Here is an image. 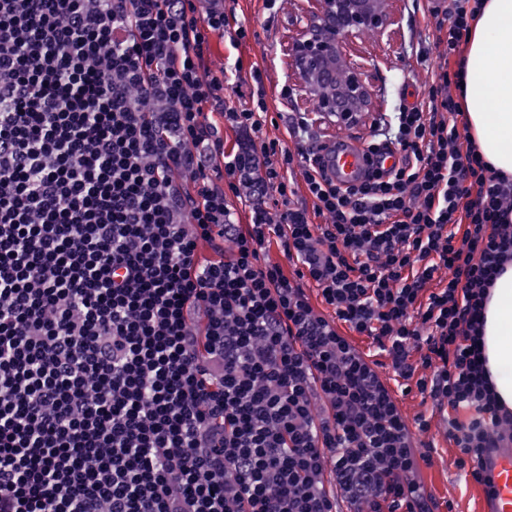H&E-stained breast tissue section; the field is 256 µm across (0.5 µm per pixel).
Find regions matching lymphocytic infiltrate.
I'll use <instances>...</instances> for the list:
<instances>
[{
	"instance_id": "obj_1",
	"label": "lymphocytic infiltrate",
	"mask_w": 512,
	"mask_h": 512,
	"mask_svg": "<svg viewBox=\"0 0 512 512\" xmlns=\"http://www.w3.org/2000/svg\"><path fill=\"white\" fill-rule=\"evenodd\" d=\"M482 8L431 10L365 142L400 163L343 187L306 116L267 133L259 64L207 68L248 37L224 0H0V512H430L403 395L465 472L512 441L480 343L512 177L456 99Z\"/></svg>"
}]
</instances>
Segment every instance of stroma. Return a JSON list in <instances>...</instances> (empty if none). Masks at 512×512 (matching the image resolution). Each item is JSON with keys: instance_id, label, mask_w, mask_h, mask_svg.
<instances>
[{"instance_id": "35a3bbf8", "label": "stroma", "mask_w": 512, "mask_h": 512, "mask_svg": "<svg viewBox=\"0 0 512 512\" xmlns=\"http://www.w3.org/2000/svg\"><path fill=\"white\" fill-rule=\"evenodd\" d=\"M382 7L387 16L383 29L350 37L341 46L344 63H363L370 73L368 102L357 121L350 125L338 123L325 114L313 113L314 98L291 52L311 13L319 11L318 0H285L269 27L264 24L260 0H237V14L248 30V38L235 50L212 43L207 65L211 71H221L229 77L234 74L236 63L246 66L262 63L271 111L312 113V130L318 143L337 138L361 142L375 121L405 103L407 93H420L427 70L438 63L435 51L424 55L418 52L419 42L433 33L425 18L426 0H384ZM280 84L289 87L287 98H279L276 87ZM402 406L407 416L420 413L432 416L430 433L435 445V463L422 472L427 491L439 503H450L453 512H480L484 491L457 468L458 451L441 435L443 418L432 415L431 404L413 395L404 398Z\"/></svg>"}]
</instances>
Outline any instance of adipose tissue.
Instances as JSON below:
<instances>
[{"label": "adipose tissue", "mask_w": 512, "mask_h": 512, "mask_svg": "<svg viewBox=\"0 0 512 512\" xmlns=\"http://www.w3.org/2000/svg\"><path fill=\"white\" fill-rule=\"evenodd\" d=\"M464 71L469 131L485 160L512 175V0H485ZM482 351L498 401L512 408V266L490 291Z\"/></svg>", "instance_id": "ef3b65f1"}]
</instances>
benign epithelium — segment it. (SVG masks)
Masks as SVG:
<instances>
[{
	"instance_id": "obj_1",
	"label": "benign epithelium",
	"mask_w": 512,
	"mask_h": 512,
	"mask_svg": "<svg viewBox=\"0 0 512 512\" xmlns=\"http://www.w3.org/2000/svg\"><path fill=\"white\" fill-rule=\"evenodd\" d=\"M323 25L330 31L326 39L312 31L294 44V51L302 71L312 84H326L332 78L329 61L338 56L344 40L364 32L383 28L386 15L374 0H321ZM341 97L360 102L367 94L366 76L363 66L353 63L346 69V77L339 89ZM316 112L336 115V120L345 123L351 119V109L342 101L323 91L315 99Z\"/></svg>"
}]
</instances>
